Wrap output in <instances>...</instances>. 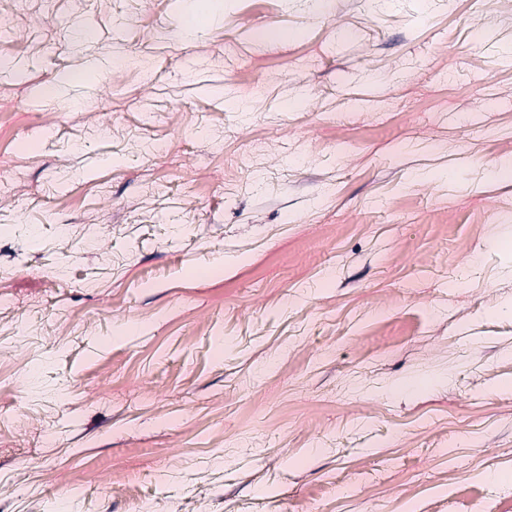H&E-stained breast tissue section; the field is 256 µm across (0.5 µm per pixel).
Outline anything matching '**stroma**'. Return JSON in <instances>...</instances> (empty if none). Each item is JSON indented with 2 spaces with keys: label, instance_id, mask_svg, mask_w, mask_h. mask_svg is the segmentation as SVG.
Segmentation results:
<instances>
[{
  "label": "stroma",
  "instance_id": "obj_1",
  "mask_svg": "<svg viewBox=\"0 0 512 512\" xmlns=\"http://www.w3.org/2000/svg\"><path fill=\"white\" fill-rule=\"evenodd\" d=\"M185 10L0 0V512H512V0Z\"/></svg>",
  "mask_w": 512,
  "mask_h": 512
}]
</instances>
